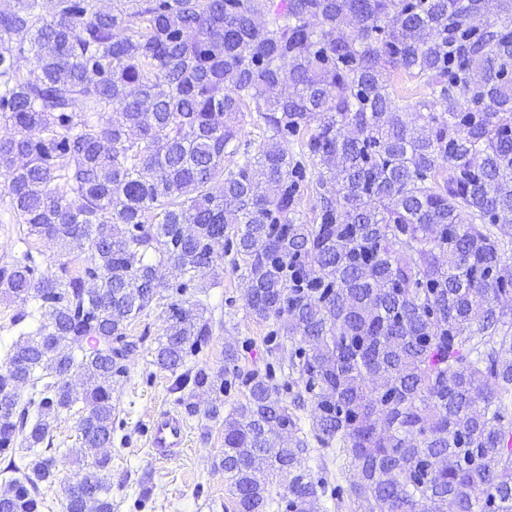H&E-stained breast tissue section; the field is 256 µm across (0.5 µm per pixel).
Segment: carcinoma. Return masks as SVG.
I'll return each instance as SVG.
<instances>
[{"mask_svg": "<svg viewBox=\"0 0 512 512\" xmlns=\"http://www.w3.org/2000/svg\"><path fill=\"white\" fill-rule=\"evenodd\" d=\"M97 2L0 11V204L22 226L0 263L21 329L0 366V454L25 450L3 468L0 512H38L64 411L84 470L65 512H112L111 457L85 450L112 444V386L138 350L126 331L161 299L160 268L183 291L231 253L245 308L284 320L268 341L312 401L316 441L340 442L357 472L338 488L354 512H512V0L497 27L484 0ZM398 72L426 90L413 106L390 89ZM247 113L264 127L253 152ZM307 191L312 224L296 218ZM40 240L70 259L40 270ZM169 311L150 364L172 391L232 386L187 365L213 335L207 308ZM70 370L83 392L60 381ZM273 375L242 379L220 467L238 512H316ZM269 472L288 480L277 499ZM53 426L55 448H62L64 452H67L68 449L79 447L76 416L63 414Z\"/></svg>", "mask_w": 512, "mask_h": 512, "instance_id": "cac0c4a2", "label": "carcinoma"}]
</instances>
